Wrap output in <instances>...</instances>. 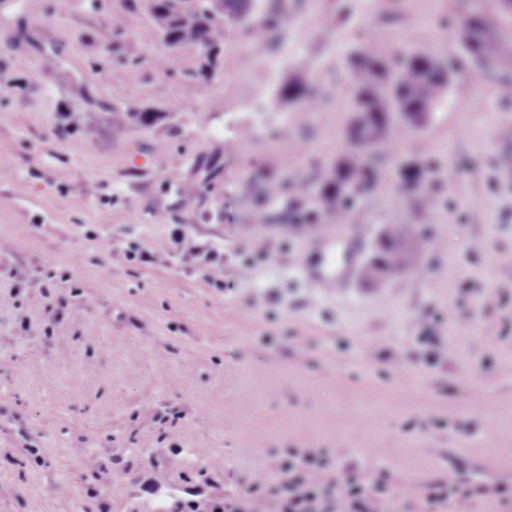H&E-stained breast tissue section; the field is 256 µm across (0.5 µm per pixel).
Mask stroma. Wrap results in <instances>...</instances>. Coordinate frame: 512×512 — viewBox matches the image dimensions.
Returning a JSON list of instances; mask_svg holds the SVG:
<instances>
[{"mask_svg": "<svg viewBox=\"0 0 512 512\" xmlns=\"http://www.w3.org/2000/svg\"><path fill=\"white\" fill-rule=\"evenodd\" d=\"M284 15L257 38L225 25L204 80L187 74L200 49L169 65L132 0H0V512L220 497L311 443L386 474L411 512L434 480L512 485V186L496 166L512 153L498 136L512 65L463 62L448 0H286ZM357 46L428 49L460 71L399 139L434 163L419 215L384 160L350 218L369 228L358 257L381 224L419 221L434 248L405 275L326 294L299 271L342 269L343 245L320 253L313 227L256 223L245 187L264 168L301 184L330 164ZM303 58L319 97L295 112L275 90ZM115 107L164 118L118 133ZM178 229L223 246V288L174 256Z\"/></svg>", "mask_w": 512, "mask_h": 512, "instance_id": "35a3bbf8", "label": "stroma"}]
</instances>
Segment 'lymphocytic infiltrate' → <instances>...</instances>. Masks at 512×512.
Here are the masks:
<instances>
[{
    "mask_svg": "<svg viewBox=\"0 0 512 512\" xmlns=\"http://www.w3.org/2000/svg\"><path fill=\"white\" fill-rule=\"evenodd\" d=\"M476 494L512 501V489L504 485H478L470 490L442 481L431 485L429 501L433 512H442L448 498L467 499ZM398 495L385 477L354 469L334 472L325 449L292 448L279 463L276 480L261 473L235 494L203 507L178 502L173 512H391Z\"/></svg>",
    "mask_w": 512,
    "mask_h": 512,
    "instance_id": "obj_1",
    "label": "lymphocytic infiltrate"
}]
</instances>
